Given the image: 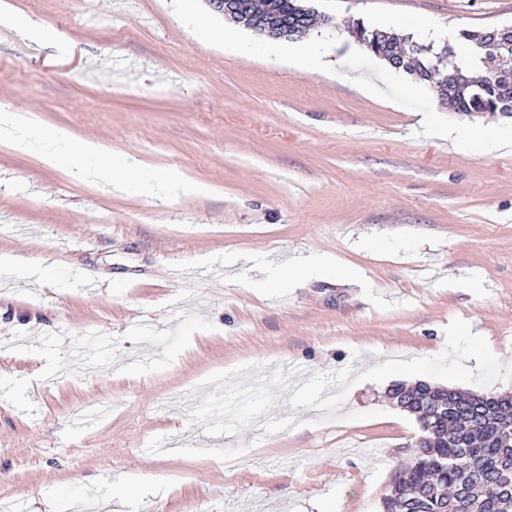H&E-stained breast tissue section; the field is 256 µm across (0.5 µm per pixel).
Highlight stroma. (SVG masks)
Listing matches in <instances>:
<instances>
[{
    "label": "stroma",
    "instance_id": "obj_1",
    "mask_svg": "<svg viewBox=\"0 0 512 512\" xmlns=\"http://www.w3.org/2000/svg\"><path fill=\"white\" fill-rule=\"evenodd\" d=\"M367 27L512 24V0H306ZM0 104L179 181L105 192L0 145V512H381L419 451L396 384L512 395V116L448 111L347 33L336 78L206 0H0ZM208 186L205 194L196 185ZM329 258L310 275L280 267Z\"/></svg>",
    "mask_w": 512,
    "mask_h": 512
}]
</instances>
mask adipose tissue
I'll return each mask as SVG.
<instances>
[{"instance_id":"ef3b65f1","label":"adipose tissue","mask_w":512,"mask_h":512,"mask_svg":"<svg viewBox=\"0 0 512 512\" xmlns=\"http://www.w3.org/2000/svg\"><path fill=\"white\" fill-rule=\"evenodd\" d=\"M0 144L14 153L35 155L49 168L77 167L85 180L102 188H127L132 164L126 156L94 141L76 139L61 127H48L36 114L0 106Z\"/></svg>"}]
</instances>
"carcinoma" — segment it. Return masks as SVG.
Listing matches in <instances>:
<instances>
[{"instance_id": "cac0c4a2", "label": "carcinoma", "mask_w": 512, "mask_h": 512, "mask_svg": "<svg viewBox=\"0 0 512 512\" xmlns=\"http://www.w3.org/2000/svg\"><path fill=\"white\" fill-rule=\"evenodd\" d=\"M226 14L264 35L268 19L282 21L273 39H291L322 24L343 30L366 52L430 86L448 110H486L512 115V69L470 83L458 71V48L416 41L391 29L368 28L351 19L317 18L300 0H239ZM489 29L463 30L460 45L477 47ZM397 406L415 415L425 441L420 455L382 501L383 512H512V396L397 385L389 391Z\"/></svg>"}]
</instances>
